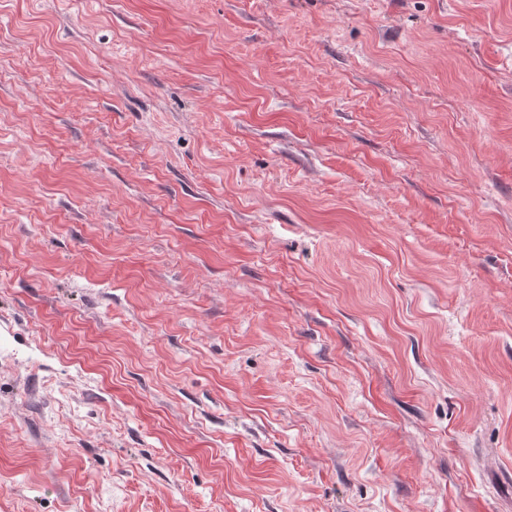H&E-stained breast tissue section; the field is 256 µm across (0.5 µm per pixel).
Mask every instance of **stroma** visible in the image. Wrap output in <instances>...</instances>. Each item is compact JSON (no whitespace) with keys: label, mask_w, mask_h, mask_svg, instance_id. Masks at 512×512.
<instances>
[{"label":"stroma","mask_w":512,"mask_h":512,"mask_svg":"<svg viewBox=\"0 0 512 512\" xmlns=\"http://www.w3.org/2000/svg\"><path fill=\"white\" fill-rule=\"evenodd\" d=\"M0 512H512V0H0Z\"/></svg>","instance_id":"1"}]
</instances>
